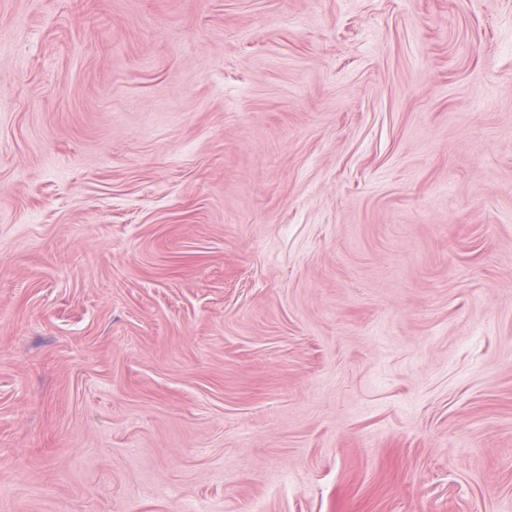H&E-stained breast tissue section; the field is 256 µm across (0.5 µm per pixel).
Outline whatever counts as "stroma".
<instances>
[{
    "mask_svg": "<svg viewBox=\"0 0 512 512\" xmlns=\"http://www.w3.org/2000/svg\"><path fill=\"white\" fill-rule=\"evenodd\" d=\"M0 512H512V0H0Z\"/></svg>",
    "mask_w": 512,
    "mask_h": 512,
    "instance_id": "stroma-1",
    "label": "stroma"
}]
</instances>
